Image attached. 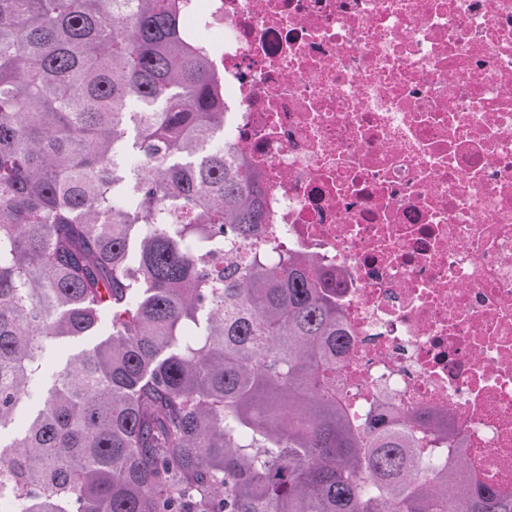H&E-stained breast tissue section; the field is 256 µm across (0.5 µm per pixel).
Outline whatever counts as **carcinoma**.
<instances>
[{
	"label": "carcinoma",
	"mask_w": 512,
	"mask_h": 512,
	"mask_svg": "<svg viewBox=\"0 0 512 512\" xmlns=\"http://www.w3.org/2000/svg\"><path fill=\"white\" fill-rule=\"evenodd\" d=\"M180 9L0 0V429L46 345L112 309L0 445L13 512H512L459 456L423 474L396 410L358 425L336 399L340 282L260 250L262 181L210 148L222 81Z\"/></svg>",
	"instance_id": "carcinoma-1"
}]
</instances>
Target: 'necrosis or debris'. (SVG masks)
Returning a JSON list of instances; mask_svg holds the SVG:
<instances>
[{"mask_svg": "<svg viewBox=\"0 0 512 512\" xmlns=\"http://www.w3.org/2000/svg\"><path fill=\"white\" fill-rule=\"evenodd\" d=\"M267 253L335 271L353 418L441 412L512 494V0H181Z\"/></svg>", "mask_w": 512, "mask_h": 512, "instance_id": "necrosis-or-debris-1", "label": "necrosis or debris"}]
</instances>
